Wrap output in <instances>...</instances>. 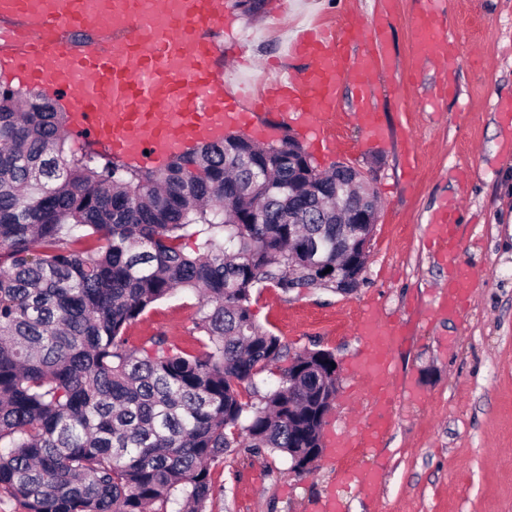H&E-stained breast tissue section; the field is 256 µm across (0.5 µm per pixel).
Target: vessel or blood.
Masks as SVG:
<instances>
[{
  "instance_id": "obj_1",
  "label": "vessel or blood",
  "mask_w": 512,
  "mask_h": 512,
  "mask_svg": "<svg viewBox=\"0 0 512 512\" xmlns=\"http://www.w3.org/2000/svg\"><path fill=\"white\" fill-rule=\"evenodd\" d=\"M445 3L419 0L411 40L415 59L446 53ZM224 12L225 0H0V20L10 24L0 39L14 45L9 64L15 78L50 87L67 105L70 136L112 156L154 165L187 145L215 141L230 127L259 140L273 129L267 112L253 105L248 85L230 88L218 63L224 48L211 33L223 29ZM392 12L391 0H384L371 28L351 17L326 21L298 30L289 42V54L310 65L274 79L270 106L305 130L318 149L335 148L334 112L347 83L361 95L357 118L368 142L385 136L366 95L372 77L389 65L383 36ZM72 31L96 33L100 41L73 48L64 39ZM361 41L368 47L359 57L345 56V45ZM455 229L447 210H440L432 231L450 251ZM469 284L468 273H455L443 308L455 311ZM359 329L366 344L361 372L378 397L370 423L340 448L345 457L379 447L389 428L385 399L396 387L390 360L397 332L368 318Z\"/></svg>"
}]
</instances>
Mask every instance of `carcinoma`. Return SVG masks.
Wrapping results in <instances>:
<instances>
[{
    "label": "carcinoma",
    "mask_w": 512,
    "mask_h": 512,
    "mask_svg": "<svg viewBox=\"0 0 512 512\" xmlns=\"http://www.w3.org/2000/svg\"><path fill=\"white\" fill-rule=\"evenodd\" d=\"M67 120L0 86V496L24 512H206L228 449L319 448L336 398L321 349L259 394L288 347L256 322L254 289L362 275L375 225L338 223L354 169L305 164L286 127L148 168L67 149ZM179 290L198 295L202 350L130 346L127 326Z\"/></svg>",
    "instance_id": "obj_1"
}]
</instances>
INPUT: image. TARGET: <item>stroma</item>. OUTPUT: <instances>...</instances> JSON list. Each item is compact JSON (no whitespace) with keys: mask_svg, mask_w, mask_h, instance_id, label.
Instances as JSON below:
<instances>
[{"mask_svg":"<svg viewBox=\"0 0 512 512\" xmlns=\"http://www.w3.org/2000/svg\"><path fill=\"white\" fill-rule=\"evenodd\" d=\"M380 0H262L247 10L230 0L223 45L240 41L249 57L227 72L239 83L257 72L298 70L287 47L296 26L355 12L371 27ZM452 72L413 59L410 26L418 0H395L385 34L389 70L375 78L374 104L387 125L369 145L349 113L338 116L335 155L314 154L322 168L340 161L373 179L379 214L362 283L353 293L325 288L255 292L257 323L288 347V357L260 375L276 386L292 354L331 351L340 366L332 412L322 430L323 455L304 474L287 460L239 446L212 467L218 489L207 512H319L336 499L339 512H512V128L498 106L512 102V0H453ZM456 202L457 248L437 255L431 221ZM478 282L453 313L440 311L454 269ZM197 299L183 293L159 302L126 334L130 345L165 336L200 350L193 317ZM405 334L391 369L399 392L387 412L390 431L379 447L351 458L338 453L364 415L352 390L359 375L363 315ZM378 470L368 490L343 482L345 466Z\"/></svg>","mask_w":512,"mask_h":512,"instance_id":"35a3bbf8","label":"stroma"}]
</instances>
